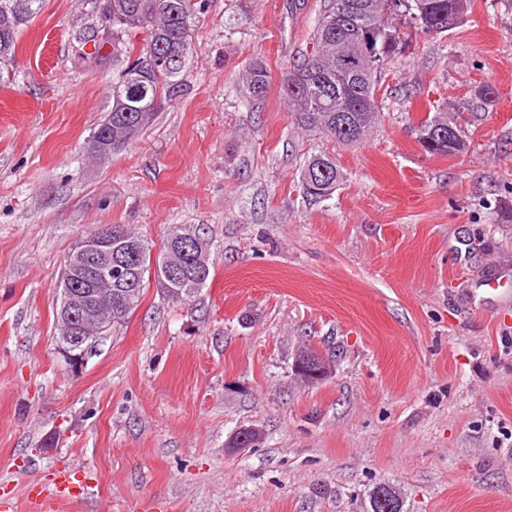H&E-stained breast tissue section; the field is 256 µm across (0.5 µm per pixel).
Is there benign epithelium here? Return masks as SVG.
I'll use <instances>...</instances> for the list:
<instances>
[{
    "label": "benign epithelium",
    "mask_w": 512,
    "mask_h": 512,
    "mask_svg": "<svg viewBox=\"0 0 512 512\" xmlns=\"http://www.w3.org/2000/svg\"><path fill=\"white\" fill-rule=\"evenodd\" d=\"M120 235L116 226H106L95 236L80 240L68 259L69 276L82 279L94 274L100 268L105 284L103 288H93L74 293L67 302L56 309V324L62 331L59 343L70 352L86 344L92 337L86 335L88 324L112 321V278H126L129 272L127 259L112 255V237ZM294 370L301 376L321 380L329 373L325 362L318 356L305 352L294 363ZM259 430L250 428L239 431L234 437V445L245 448L261 441Z\"/></svg>",
    "instance_id": "obj_1"
}]
</instances>
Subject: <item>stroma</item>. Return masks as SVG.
I'll use <instances>...</instances> for the list:
<instances>
[{"label":"stroma","instance_id":"35a3bbf8","mask_svg":"<svg viewBox=\"0 0 512 512\" xmlns=\"http://www.w3.org/2000/svg\"><path fill=\"white\" fill-rule=\"evenodd\" d=\"M323 0H208L182 91L102 159L112 62L87 64L88 0H43L0 82V496L14 512H367L393 483L405 512H512V0L408 37L378 75L384 114L344 146L294 126L279 85ZM272 75L250 99L254 59ZM499 98L481 108L475 87ZM457 109L465 153L415 125ZM344 179L307 196L311 155ZM106 224L159 253L200 227L210 278L191 303L145 282L80 358L57 340L67 255ZM497 277V291L484 281ZM311 350L321 382L295 374ZM245 427L258 446L231 450ZM89 485L50 508L58 471Z\"/></svg>","mask_w":512,"mask_h":512}]
</instances>
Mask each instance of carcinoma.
I'll use <instances>...</instances> for the list:
<instances>
[{
    "label": "carcinoma",
    "instance_id": "carcinoma-1",
    "mask_svg": "<svg viewBox=\"0 0 512 512\" xmlns=\"http://www.w3.org/2000/svg\"><path fill=\"white\" fill-rule=\"evenodd\" d=\"M346 1L358 5L350 25H330L338 6ZM469 0H327L314 27L312 50L292 62L282 73L280 95L289 116L298 127L320 133L330 141L353 145L363 141L381 122L382 108L377 100V73L385 62L398 54L402 41L400 18L412 19L420 31L441 35L450 28H439V14L466 16ZM42 0H0V61L15 57L18 36L41 10ZM112 5V52L104 54L105 41L98 42L95 56L112 58V110L107 130L112 150H119L139 138L156 120L164 104L179 93L182 73L192 54L191 30L198 15L204 13L205 0H110ZM144 32L143 47L132 55L127 38ZM153 47L160 52L178 54L177 65L165 67L157 62ZM271 75L256 62L248 68L247 92L253 99L266 96ZM474 98L484 106L498 99L490 84L475 87ZM349 119L352 131L336 125V115ZM454 129L445 146H430L424 136L441 126ZM415 131L422 147L431 154L457 155L466 150V133L448 111L438 108L421 119ZM341 180L336 159L326 153L311 156L302 172L304 191L310 197H330ZM180 235L191 239L193 252L183 253L171 241ZM124 244L135 255L138 271L134 288L112 284V291L125 292L119 323L141 299L145 275L151 271L152 254L139 233L124 227ZM160 257L192 274L186 284L163 289L173 301L185 303L203 288L210 277V244L199 229L174 225L167 234Z\"/></svg>",
    "mask_w": 512,
    "mask_h": 512
}]
</instances>
